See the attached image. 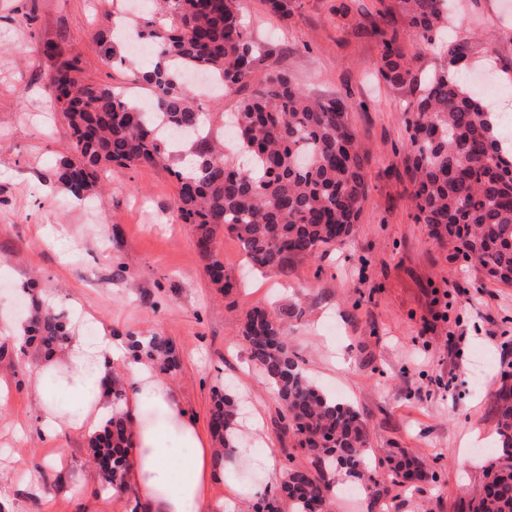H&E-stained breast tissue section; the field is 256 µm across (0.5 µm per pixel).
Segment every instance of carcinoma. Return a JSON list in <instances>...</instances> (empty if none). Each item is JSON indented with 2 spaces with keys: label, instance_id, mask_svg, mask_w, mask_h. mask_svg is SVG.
Segmentation results:
<instances>
[{
  "label": "carcinoma",
  "instance_id": "1",
  "mask_svg": "<svg viewBox=\"0 0 512 512\" xmlns=\"http://www.w3.org/2000/svg\"><path fill=\"white\" fill-rule=\"evenodd\" d=\"M449 0H400L413 35L426 39L448 28ZM268 12L286 18L293 0H264ZM381 36L379 71L405 86L415 81L413 60L399 45L397 32ZM157 49L149 68H130L134 83L152 92L149 112L140 111L112 85L82 78L79 59L57 58L45 78V91L61 113L73 148L54 175L70 198L82 201L100 192L98 174L114 165L163 164L180 184L176 208L191 227L196 246L207 259L212 283L232 287L224 262L212 249L216 232L225 230L240 242L249 262L288 273L351 235L367 194V156L351 128L348 113L336 98L305 94L285 73L275 74L240 100L232 114V135L249 156L246 167L224 153L220 138L193 142L195 163L175 167L166 146L169 134L193 137L206 125L180 86L181 77L205 73L226 88L249 84L258 49L250 39L240 0H151L140 32ZM479 41L457 37L444 46L446 65L418 87L405 115V162L414 183L416 220L438 241H453L457 252L474 261L491 279L512 285V129L503 120H488L491 101L465 83L460 74L471 67ZM31 295L26 344L51 350L67 340L70 325L54 307ZM242 336L251 360L275 389L283 410L281 428L292 433L310 455L311 467L289 466L281 485L284 499L254 506L255 512H320L329 508L332 483L321 469L344 472L367 492L372 507L387 512L388 488L378 480L368 451L365 422L351 405L321 391L288 352L282 319L264 309L249 311ZM129 346L156 362L160 371L180 368L170 341L161 335L130 337ZM496 435L501 455L483 471L479 490L465 512H512V391L494 394ZM238 404L216 394L209 428L233 462ZM132 428L114 415L92 441L90 456L105 461L101 488L118 487L129 465ZM391 475L404 481L437 479L422 464L404 455L392 459Z\"/></svg>",
  "mask_w": 512,
  "mask_h": 512
}]
</instances>
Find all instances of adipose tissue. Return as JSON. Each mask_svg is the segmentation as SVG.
Here are the masks:
<instances>
[{
    "mask_svg": "<svg viewBox=\"0 0 512 512\" xmlns=\"http://www.w3.org/2000/svg\"><path fill=\"white\" fill-rule=\"evenodd\" d=\"M130 378L125 402L114 405L113 371ZM33 391L43 438L92 439L119 411L133 415L135 432L122 487L134 491L146 512H219L210 496L224 481L218 448L201 435L170 385L147 359L132 356L125 341L100 330H73L62 349L41 357Z\"/></svg>",
    "mask_w": 512,
    "mask_h": 512,
    "instance_id": "obj_1",
    "label": "adipose tissue"
}]
</instances>
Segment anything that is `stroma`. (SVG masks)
<instances>
[{
	"label": "stroma",
	"mask_w": 512,
	"mask_h": 512,
	"mask_svg": "<svg viewBox=\"0 0 512 512\" xmlns=\"http://www.w3.org/2000/svg\"><path fill=\"white\" fill-rule=\"evenodd\" d=\"M456 35H478L501 81L512 82V0H458ZM124 0H0V324L23 315L22 286L90 314L83 328L169 337L180 361L169 376L201 431L216 393L239 401L253 423L249 457L238 458L214 499L238 507L269 493L261 460L305 466L309 457L278 428L281 404L249 359L240 330L255 308L276 311L306 374L364 419L379 477L401 448L436 480L390 486L388 512H455L497 455L493 396L512 374V286L494 281L417 223L406 171L404 109L412 87L380 75L381 46L368 29L390 8L415 73L445 64L439 44L413 38L398 0H295L279 19L263 0H242L259 59L251 84L285 73L309 95L336 97L369 153L367 197L353 236L288 274L242 277L238 240L213 242L232 288H217L188 225L173 222L179 185L164 168L113 167L105 192L70 200L53 176L72 155L62 118L43 85L54 44L78 57L85 79L124 86L97 38ZM41 352L16 348L0 328V489L9 512H130L133 492L108 500L78 436L43 442L32 375ZM480 385H473L474 372Z\"/></svg>",
	"instance_id": "obj_1"
}]
</instances>
